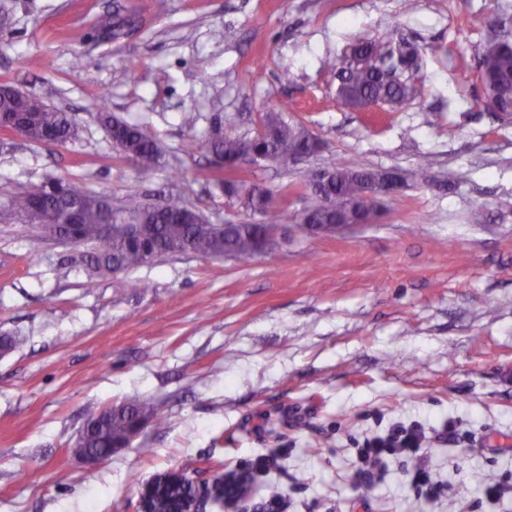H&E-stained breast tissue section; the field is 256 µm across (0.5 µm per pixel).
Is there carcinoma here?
Instances as JSON below:
<instances>
[{
  "label": "carcinoma",
  "mask_w": 512,
  "mask_h": 512,
  "mask_svg": "<svg viewBox=\"0 0 512 512\" xmlns=\"http://www.w3.org/2000/svg\"><path fill=\"white\" fill-rule=\"evenodd\" d=\"M134 17L115 9L98 20V34L106 40L117 41L127 35V23ZM387 46L376 41H359L350 46L335 64L339 67L338 96L352 109L385 103L393 109L401 108L414 98L413 88L405 80H389L383 74V56ZM476 72L483 88L484 101L495 110L508 116L512 114V45L502 37L494 20H489L476 59ZM288 103L281 104L280 111L268 112L263 125L274 132L268 138L260 133L243 138L229 130L224 138L208 149L224 154V161L231 164L244 151L287 170L294 166L300 153L313 155L319 150V142L305 129L284 119ZM1 112H24L30 118L26 139L41 143L49 133L69 140L74 135L72 118L47 105L35 96L18 97L10 93L0 94ZM98 117L103 124L115 127L112 144L128 157L147 155L158 160L159 142L138 124L119 121L106 111V105L98 107ZM386 171L363 167L343 166L334 168L332 178L322 187V194L310 198L305 208L316 224H332L337 219L355 216L368 224L378 220L379 213L367 203L365 193L379 183ZM54 191H62L75 200L84 202L78 234L80 244L88 247V263L96 272L119 269L132 272L147 265L145 255L153 252L161 257L178 247H186L193 254L203 257H220L226 253L237 260H250L258 254L256 242L263 231L288 222V209L279 198L260 191L248 195V206L261 217L258 224H231L214 226L210 230L192 224V209L178 198L170 199L161 208H150L137 196H128L116 208L115 216L125 222L139 225L140 236L129 241L102 232L103 211L101 194L85 185L54 179L32 185L26 192L9 200L12 212L20 217L21 227L30 225L27 217L35 203L47 198ZM152 419L160 427L164 421L157 417L149 405L137 397L119 404L114 409L106 406L88 412L84 447L99 454L109 453L112 445L123 441L132 429L138 414Z\"/></svg>",
  "instance_id": "1"
}]
</instances>
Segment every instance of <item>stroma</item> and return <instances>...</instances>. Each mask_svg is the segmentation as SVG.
Listing matches in <instances>:
<instances>
[{"label": "stroma", "instance_id": "stroma-1", "mask_svg": "<svg viewBox=\"0 0 512 512\" xmlns=\"http://www.w3.org/2000/svg\"><path fill=\"white\" fill-rule=\"evenodd\" d=\"M117 3L138 24L102 40ZM491 17L512 33V0H0V82L76 129L63 144L0 137V335L19 341L0 357V512H135L156 475L244 467L252 502L276 492L285 512H486L472 473L512 475V118L484 109L475 76ZM403 39L420 51L414 100L345 106L324 60ZM101 98L158 139V163L115 149ZM285 101L320 152L285 172L242 166L225 195L202 138L252 136ZM337 166L402 177L378 223L292 229L248 261L165 255L94 288L80 248L21 231L8 207L63 178L116 205L177 196L211 223H254L249 190L297 214L308 173ZM133 396L166 428L87 468V409ZM415 422L438 495L408 492L399 460L357 482L364 438Z\"/></svg>", "mask_w": 512, "mask_h": 512}]
</instances>
